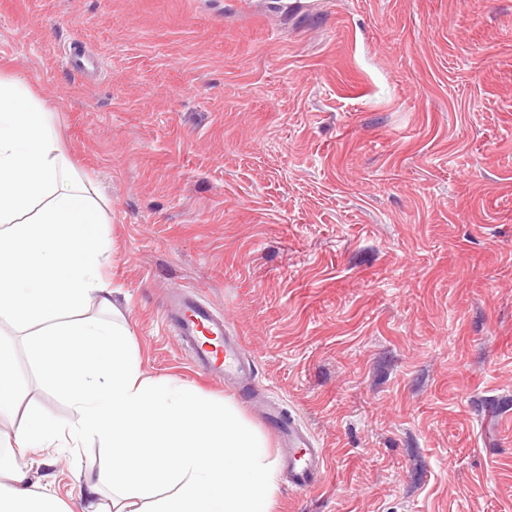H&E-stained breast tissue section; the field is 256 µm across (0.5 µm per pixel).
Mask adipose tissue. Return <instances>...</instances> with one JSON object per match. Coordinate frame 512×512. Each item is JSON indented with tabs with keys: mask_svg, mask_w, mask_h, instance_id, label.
I'll use <instances>...</instances> for the list:
<instances>
[{
	"mask_svg": "<svg viewBox=\"0 0 512 512\" xmlns=\"http://www.w3.org/2000/svg\"><path fill=\"white\" fill-rule=\"evenodd\" d=\"M98 211L50 111L0 76V317L25 330L31 369L75 410L65 424L32 411L0 432V512H71L17 460L88 440L105 456L85 464L82 512H271L275 464L233 401L144 376L126 322L83 316L92 300L114 309Z\"/></svg>",
	"mask_w": 512,
	"mask_h": 512,
	"instance_id": "obj_1",
	"label": "adipose tissue"
}]
</instances>
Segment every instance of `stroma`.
<instances>
[{
    "mask_svg": "<svg viewBox=\"0 0 512 512\" xmlns=\"http://www.w3.org/2000/svg\"><path fill=\"white\" fill-rule=\"evenodd\" d=\"M0 75L104 201L144 374L231 397L271 457L265 399L322 448L273 512H512V0H0ZM186 288L244 337L256 404L165 331ZM17 371L22 407L74 417ZM100 453L38 476L79 512Z\"/></svg>",
    "mask_w": 512,
    "mask_h": 512,
    "instance_id": "1",
    "label": "stroma"
}]
</instances>
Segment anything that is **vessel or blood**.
<instances>
[{"mask_svg":"<svg viewBox=\"0 0 512 512\" xmlns=\"http://www.w3.org/2000/svg\"><path fill=\"white\" fill-rule=\"evenodd\" d=\"M176 334L185 347L191 363L228 386H247L251 366L246 360V346L241 337L228 333L223 316L199 301L191 292H183L170 315ZM265 418L275 427L284 447L283 465L295 488L306 489L316 483L325 464L320 449L314 447L310 435L289 418L280 404L269 402Z\"/></svg>","mask_w":512,"mask_h":512,"instance_id":"obj_1","label":"vessel or blood"}]
</instances>
